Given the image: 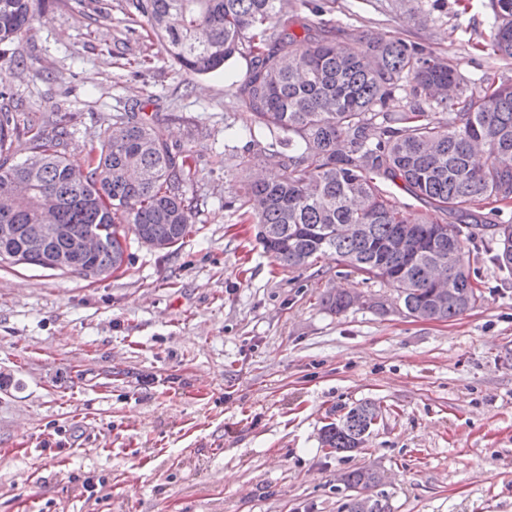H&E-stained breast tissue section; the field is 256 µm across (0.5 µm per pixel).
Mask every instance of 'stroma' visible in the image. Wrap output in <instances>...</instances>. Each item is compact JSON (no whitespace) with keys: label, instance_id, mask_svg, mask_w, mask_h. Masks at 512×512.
Returning <instances> with one entry per match:
<instances>
[{"label":"stroma","instance_id":"35a3bbf8","mask_svg":"<svg viewBox=\"0 0 512 512\" xmlns=\"http://www.w3.org/2000/svg\"><path fill=\"white\" fill-rule=\"evenodd\" d=\"M318 3L347 38L512 78V60L477 48L488 0ZM35 11L15 47L21 123L64 120L81 157L113 116H157L198 170L200 204L180 245L131 244L106 276L0 266V512H340L341 476L361 466L381 472L386 512H512V276L476 248L483 298L461 317L332 313L339 288L397 292L333 255L282 269L241 222L234 196L267 172L224 136L249 123L233 88L249 55L197 75L128 0ZM364 400L382 411L365 448H323L322 427Z\"/></svg>","mask_w":512,"mask_h":512}]
</instances>
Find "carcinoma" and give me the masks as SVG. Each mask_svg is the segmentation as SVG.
<instances>
[{
	"label": "carcinoma",
	"instance_id": "cac0c4a2",
	"mask_svg": "<svg viewBox=\"0 0 512 512\" xmlns=\"http://www.w3.org/2000/svg\"><path fill=\"white\" fill-rule=\"evenodd\" d=\"M490 54L512 59V0H488ZM137 11L173 61L197 75L224 69L248 45L249 73L239 100L253 125L224 126L227 138L265 143L276 174L250 184L238 210L257 225L263 251L281 268L306 267L331 252L367 280L397 289L405 314L448 321L482 298L472 277L470 247L482 246L494 266L512 275V224L494 237L484 209L512 201V82L489 75L478 83L458 76L447 60L401 39L378 45L348 42L332 30L313 33V21L282 10L280 0H138ZM31 0H0V225L13 228L9 244L45 267L47 252L72 255L66 271L87 277L113 273L125 262L128 241L176 246L192 229L197 171L182 151L164 142L151 119L118 117L82 159L66 154L70 131L20 127L9 105L11 47L35 26ZM401 96L398 112L387 103ZM446 112L434 120L430 110ZM27 157L10 162L14 141ZM402 189L445 216L429 222L402 207L386 185ZM46 224L47 242L29 244L28 226ZM426 232L406 254L391 252L399 231ZM94 234L93 255L72 252L76 238ZM451 256L448 281L458 297L437 302L431 263ZM341 315L352 297L327 296ZM382 415L377 403L351 407L321 433L324 447H364ZM352 495L343 512H363L360 491L380 475L359 467L342 475Z\"/></svg>",
	"mask_w": 512,
	"mask_h": 512
}]
</instances>
